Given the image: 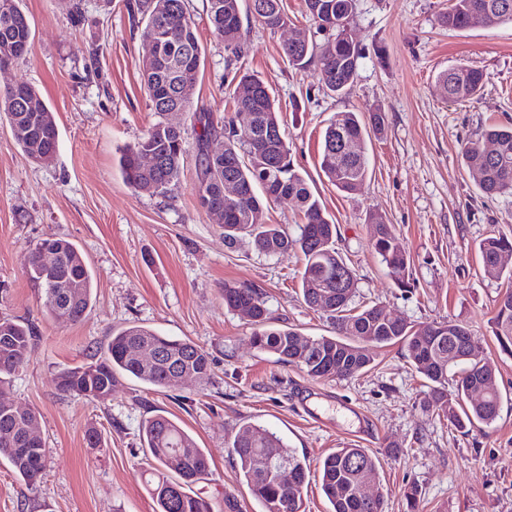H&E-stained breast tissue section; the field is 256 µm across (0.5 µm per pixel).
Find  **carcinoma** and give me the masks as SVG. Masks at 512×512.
I'll list each match as a JSON object with an SVG mask.
<instances>
[{
    "label": "carcinoma",
    "mask_w": 512,
    "mask_h": 512,
    "mask_svg": "<svg viewBox=\"0 0 512 512\" xmlns=\"http://www.w3.org/2000/svg\"><path fill=\"white\" fill-rule=\"evenodd\" d=\"M22 0H0V63L15 61L30 51L32 32ZM263 8L252 12L262 26L280 30L293 24L284 0H261ZM306 12L326 39L317 45L303 38L297 45L285 44L282 51L288 65L306 70L322 89L342 95L357 76L361 49L349 30L356 0H304ZM441 22L450 29H467L512 23V0H448ZM126 8L142 34L154 43L153 55L142 61L144 88L158 120L121 157L127 183L139 192L162 195L179 179L180 162L186 152L181 128L166 120V107L179 102L196 133L198 162L195 193L200 206L219 201L224 204V245L231 247L248 238L260 253L276 255L293 250L303 256L301 292L306 305L325 316L332 328L329 336H305L295 328L271 325L265 294L255 287L224 283V306L253 325L252 344L274 355L283 364L303 368L317 378L352 377L375 361L377 351L394 342L404 345L416 371L430 383L423 407L460 429L488 425L500 414L502 397L496 384V370L487 359L479 337L461 321L447 320L415 327L405 320L384 315L377 303L353 305L357 277L336 251V225L310 191L304 176L294 167L280 112L268 86L254 73L242 74L232 94L233 114L215 117L211 112L193 111L190 101L177 94L181 82L200 75L201 45L194 19L187 14L184 0H126ZM207 17L213 31L235 58L242 56L241 0H207ZM438 82L450 101L473 99L483 89L481 70L466 65L442 71ZM253 115L243 130L235 115ZM0 115L7 118L14 140L34 162L42 155L56 153L58 139L53 112L39 92L18 80L0 92ZM386 115L375 111L369 122L355 112H338L325 128L320 168L337 190L354 193L368 174V157L363 148L353 154L341 149V142L362 144L368 130H385ZM495 146L488 154L485 144ZM144 152L154 154L157 165L146 171L139 164ZM462 155L471 170L480 173L479 185L489 195L512 196V126L492 125L481 137L466 142ZM234 180L238 194H224V183ZM291 198L301 213L295 236L265 219L267 204ZM374 250L388 275L399 288L410 287V260L391 225L382 215L366 216ZM58 253V265L50 273L40 272L37 250L28 258L30 280L44 296L48 314L58 321L80 323L92 302V274L82 254L71 242L51 238ZM512 252V237L493 234L479 243V255L486 276L500 279L504 269L499 256ZM77 280L81 288L66 284ZM493 335L501 352L512 355V289L498 299ZM34 327L0 316V457L5 458L26 485L33 487V474L43 471L45 444L30 442L27 428L38 422L32 411L20 412L3 398L12 377L23 369L34 346ZM148 345L160 352L157 361L144 365L131 358L130 348ZM192 371L207 382L212 362L196 343L163 336L155 330L132 324L112 334L104 356L80 367L64 369L55 376L58 389L90 402L104 403L111 395L117 376L125 375L147 386L165 389L176 386L173 369ZM483 398L471 399L476 388ZM145 448L155 462L147 480L157 512H211L201 497L187 489L209 473L204 449L177 423L162 414L142 425ZM240 482L262 504L264 512H302L298 486L306 484L310 468L306 460L276 434L244 424L229 444ZM284 463L287 474L277 480L267 476V467ZM380 460L363 448L346 447L327 455L319 463L321 489L331 505L330 512H382V502L360 494L364 479L378 478Z\"/></svg>",
    "instance_id": "carcinoma-1"
}]
</instances>
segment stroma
Instances as JSON below:
<instances>
[{
    "label": "stroma",
    "mask_w": 512,
    "mask_h": 512,
    "mask_svg": "<svg viewBox=\"0 0 512 512\" xmlns=\"http://www.w3.org/2000/svg\"><path fill=\"white\" fill-rule=\"evenodd\" d=\"M125 3L23 0L31 51L0 69V90L18 80L33 85L59 134L54 159L36 163L0 119V315L33 324L37 335L9 397L37 413L47 449L33 490L0 459V512H156L142 424L158 413L205 450L210 473L192 490L214 512H225L228 498L240 512H262L227 448L245 423L276 433L313 466L347 445L377 456L383 512H410L403 490L412 484L420 512H512V356L492 333L508 282L486 277L478 253L487 236L512 235V197L483 193L461 155L486 127L512 123V24L451 30L439 21L448 0H356L352 37L362 57L348 93L335 97L282 54L298 33L324 41L303 0H286L293 23L284 30L241 13L243 64L275 94L293 164L336 225V245L356 273V302L379 303L417 327L458 320L480 336L502 407L491 425L459 431L424 412L426 382L401 344L381 350L369 371L341 380L311 377L252 346L251 326L224 306L225 283L264 289L276 325L307 336L330 326L300 296L299 253L267 256L246 239L225 246L222 225L194 192L195 150L184 154L166 194L127 184L120 156L156 115L141 80L142 31ZM186 8L202 47L190 102L220 117L231 110L234 71L206 0H186ZM459 63L482 71L483 94L451 104L435 78ZM376 110L387 126L366 142L368 176L357 192H338L320 169L322 131L336 113ZM370 211L400 238L411 288L396 287L375 254ZM46 238L73 243L93 274L92 309L80 323L48 315L28 279L29 253ZM131 324L203 346L211 380L158 391L122 376L103 404L57 390L58 371L91 362L114 331ZM91 426L101 446L89 442Z\"/></svg>",
    "instance_id": "obj_1"
}]
</instances>
